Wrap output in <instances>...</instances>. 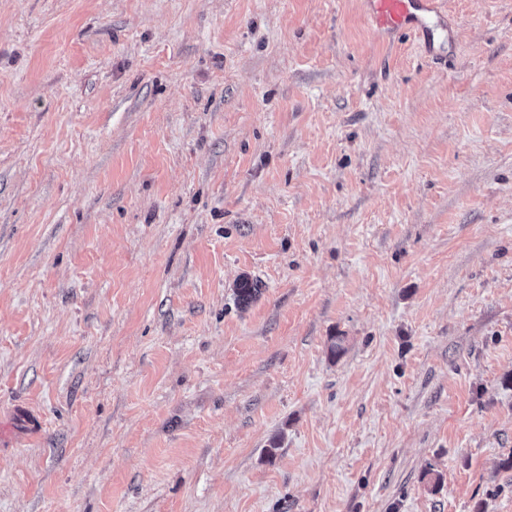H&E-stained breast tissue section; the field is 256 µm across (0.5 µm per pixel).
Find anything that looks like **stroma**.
Here are the masks:
<instances>
[{
	"label": "stroma",
	"instance_id": "1",
	"mask_svg": "<svg viewBox=\"0 0 512 512\" xmlns=\"http://www.w3.org/2000/svg\"><path fill=\"white\" fill-rule=\"evenodd\" d=\"M441 7L0 0V512H512V0ZM438 0H365L367 12L378 29L392 32L410 28L420 34L428 33L427 16L435 14Z\"/></svg>",
	"mask_w": 512,
	"mask_h": 512
}]
</instances>
